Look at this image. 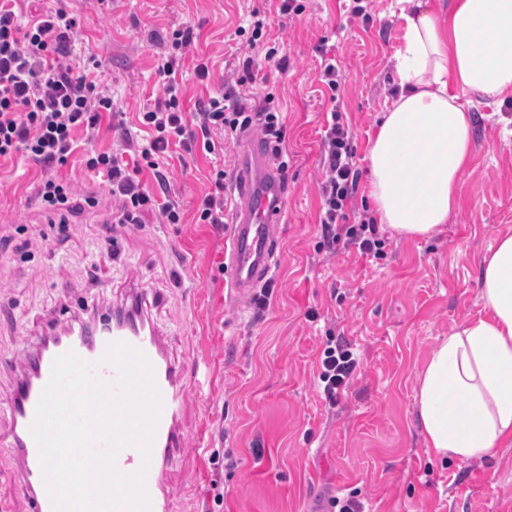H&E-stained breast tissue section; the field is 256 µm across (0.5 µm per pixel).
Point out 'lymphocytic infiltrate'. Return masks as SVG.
<instances>
[{
    "label": "lymphocytic infiltrate",
    "mask_w": 512,
    "mask_h": 512,
    "mask_svg": "<svg viewBox=\"0 0 512 512\" xmlns=\"http://www.w3.org/2000/svg\"><path fill=\"white\" fill-rule=\"evenodd\" d=\"M75 27L76 20L63 0H53L24 26L19 25L6 0H0V158L20 153L41 164L38 199L44 208L55 211L68 209L74 198L72 184L60 178L56 169L67 163L76 133L95 130L103 113L113 110L111 97L99 92L95 81L72 58L70 42ZM192 40V27L174 30L167 54L157 63L156 72L166 97L139 114L140 123L151 133L147 144L135 143L127 135L119 149L93 151L86 156V168L101 174L110 195L119 200L122 223H140L146 210L157 211L162 223H182L180 206L170 200L158 201L137 177L139 171L148 168L156 181H163L159 160L174 145L188 151L199 147L214 154L238 133L254 128L279 171L288 168L286 126L281 113L268 104H252L239 91L254 77L253 58H245L241 76L225 83L223 92L203 102L198 112L191 116L183 112L177 75ZM192 122L197 132L189 131ZM323 147L320 224L324 241L331 246L342 241L362 254L379 255L383 243L374 221H350V203L358 190L359 173L352 133L339 112H331L326 121ZM133 150L140 161L130 168L123 158L125 152ZM356 366L343 340H328L318 374L328 402H335L344 391Z\"/></svg>",
    "instance_id": "f902f5d3"
}]
</instances>
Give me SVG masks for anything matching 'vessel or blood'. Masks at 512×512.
I'll return each instance as SVG.
<instances>
[{"mask_svg": "<svg viewBox=\"0 0 512 512\" xmlns=\"http://www.w3.org/2000/svg\"><path fill=\"white\" fill-rule=\"evenodd\" d=\"M233 185L234 210L231 231L224 239V286L229 297L247 301L269 274L276 254L275 224L285 207L286 188L269 154L250 140L242 147ZM129 316L106 323L98 313L71 317L58 323L48 317L44 333L37 336L24 370L18 375L14 393L6 408L0 409V444L13 448L21 475L20 490L29 512H52L46 491L37 444L30 433L42 392L50 380L55 358L72 351L96 364L97 376L113 380L115 369L102 363L109 343L124 342L139 348L150 361L160 390L163 409L150 456L127 446L117 456V466L130 474L146 468L150 512H171L172 496L165 483L171 459L185 446L180 426L188 384L183 371L170 360L159 330L149 319L142 292L128 297Z\"/></svg>", "mask_w": 512, "mask_h": 512, "instance_id": "1", "label": "vessel or blood"}]
</instances>
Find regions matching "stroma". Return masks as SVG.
I'll return each instance as SVG.
<instances>
[{"instance_id": "obj_1", "label": "stroma", "mask_w": 512, "mask_h": 512, "mask_svg": "<svg viewBox=\"0 0 512 512\" xmlns=\"http://www.w3.org/2000/svg\"><path fill=\"white\" fill-rule=\"evenodd\" d=\"M297 16L278 0H67L76 18L72 48L95 59L94 74L115 114L81 136L63 175L75 196L69 212L42 208L39 164L0 162V408L40 320L49 312L107 310L131 289L169 357L185 373L206 367L201 393L182 415L187 446L166 473L174 512H311L320 501L362 503L364 512H512V446L485 459L436 458L417 420L420 378L440 339L483 314L480 271L496 236L512 230V135L491 112L512 118V99L473 109L475 152L459 206L433 237L410 238L380 225V257L325 244L319 226L322 131L329 112L348 124L359 172L376 122L396 89L393 53L401 28L396 0H304ZM286 57L287 69L250 52L238 33L253 17ZM194 42L181 73L187 113L255 60L246 84L256 103L273 95L285 117V215L277 226L275 290L261 320L251 303L224 294L226 226L200 224L213 189V161L201 150L163 158L164 188L182 223L147 211L122 225L111 195L85 166L90 149L136 131L138 114L163 101L155 60L175 29ZM335 59L338 87L321 80ZM207 64L199 80L194 61ZM93 196L97 206L85 204ZM317 319H309L308 311ZM343 338L358 365L336 405L320 394L318 368L329 337Z\"/></svg>"}]
</instances>
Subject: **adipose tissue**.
<instances>
[{"label":"adipose tissue","instance_id":"adipose-tissue-1","mask_svg":"<svg viewBox=\"0 0 512 512\" xmlns=\"http://www.w3.org/2000/svg\"><path fill=\"white\" fill-rule=\"evenodd\" d=\"M399 19L397 91L369 142V196L380 223L429 237L454 215L474 156L470 97L512 96V0H405ZM481 281L484 314L440 340L418 388L419 425L441 458L512 444V233L497 236Z\"/></svg>","mask_w":512,"mask_h":512}]
</instances>
